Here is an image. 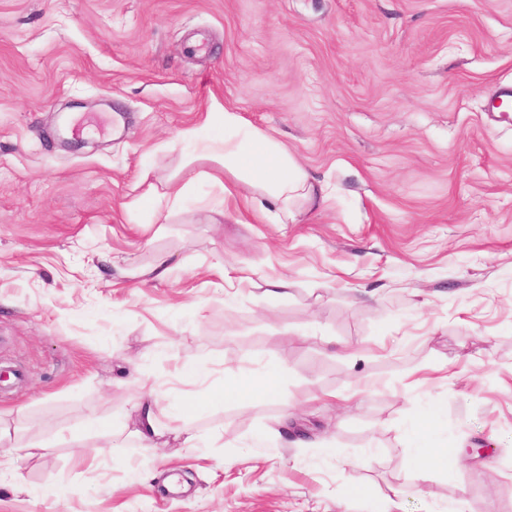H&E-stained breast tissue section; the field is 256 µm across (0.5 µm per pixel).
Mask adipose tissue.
<instances>
[{"instance_id": "obj_1", "label": "adipose tissue", "mask_w": 512, "mask_h": 512, "mask_svg": "<svg viewBox=\"0 0 512 512\" xmlns=\"http://www.w3.org/2000/svg\"><path fill=\"white\" fill-rule=\"evenodd\" d=\"M176 140L185 146L176 172L128 197L122 208L129 223L155 224L163 211L183 208L202 179L278 224L298 222L336 195L335 184L313 179L275 136L220 104H212L202 121L180 129Z\"/></svg>"}]
</instances>
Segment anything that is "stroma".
<instances>
[{
  "label": "stroma",
  "mask_w": 512,
  "mask_h": 512,
  "mask_svg": "<svg viewBox=\"0 0 512 512\" xmlns=\"http://www.w3.org/2000/svg\"><path fill=\"white\" fill-rule=\"evenodd\" d=\"M504 87L512 0H0V423L47 446L0 512H512ZM215 99L335 182L328 207L213 224L202 182L163 233L128 223ZM272 370L274 397H221ZM427 441L475 454L423 479ZM140 387L143 394L135 404L138 412L137 427L133 434L138 438L143 448H156L155 439L159 435L157 429V404L158 398L153 386L147 388V381H141Z\"/></svg>",
  "instance_id": "stroma-1"
}]
</instances>
